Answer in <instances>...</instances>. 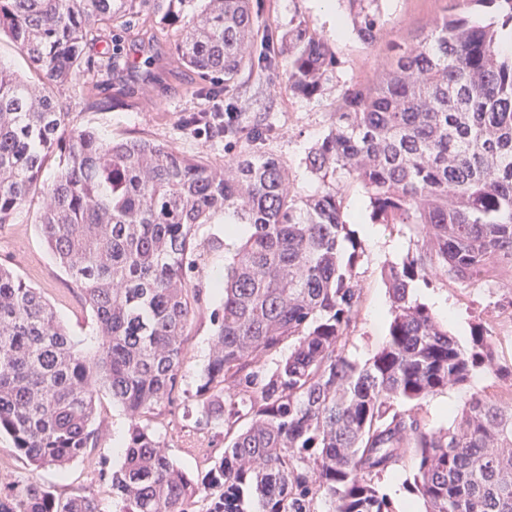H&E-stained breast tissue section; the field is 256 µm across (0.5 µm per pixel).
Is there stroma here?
Wrapping results in <instances>:
<instances>
[{
  "mask_svg": "<svg viewBox=\"0 0 512 512\" xmlns=\"http://www.w3.org/2000/svg\"><path fill=\"white\" fill-rule=\"evenodd\" d=\"M453 0H381L386 27L385 41L369 45L353 32L337 37L319 0H260L259 15L264 25L278 33L287 32L303 20L319 31L336 56L334 80L321 94L301 99L287 89L282 70H243L233 91V104L241 114L236 135L216 139L199 134L183 135V113L206 108L210 100L196 74L187 70L170 50V38L158 33L148 38L127 34L122 47L135 60L151 56L156 61V79H141L139 71L113 73L107 68L112 54L109 39L102 38L91 48L99 69L76 78L55 90L56 95L73 107L77 124L95 130L105 138L144 137L170 144L179 152L223 166L225 159L250 147L251 133L262 127L265 136L261 151L274 154L286 169L294 192L309 195L316 191L317 180L307 173L304 159L308 149L328 131L330 117L345 84L364 85L376 76L388 54L389 43L414 41L423 30L450 9ZM95 95L103 101L99 110H88L84 99ZM40 199L27 203L14 223L0 226V266L12 269L28 285L36 288L55 308L70 336L85 352L96 347V324L85 300V293L57 263L44 243L33 215ZM375 238H363L364 257L357 267L361 302L357 320L351 328L347 355L365 362L384 345L390 321V301L381 268L387 262H402L414 251L416 238L404 225H377ZM229 255L224 250H207L202 262L207 272L201 291L202 307L191 317L185 345L181 377L175 390V404H161L143 419L160 437L166 453L190 474L206 469L224 449V430L199 425L193 394L199 374L214 345L212 313L220 308L211 279L223 275ZM413 300L436 308L448 304L450 315L437 320L461 345H468L474 326L494 322L512 310V293L505 282L493 287L479 284H439L426 286L416 282ZM130 419L109 395H100L93 427L96 445L65 467L37 468L21 458L7 434H0V489L17 479L52 487L66 498L84 495L94 498L101 512H118L112 500L110 475L121 465L120 448L128 435Z\"/></svg>",
  "mask_w": 512,
  "mask_h": 512,
  "instance_id": "35a3bbf8",
  "label": "stroma"
}]
</instances>
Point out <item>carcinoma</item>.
Here are the masks:
<instances>
[{
    "label": "carcinoma",
    "mask_w": 512,
    "mask_h": 512,
    "mask_svg": "<svg viewBox=\"0 0 512 512\" xmlns=\"http://www.w3.org/2000/svg\"><path fill=\"white\" fill-rule=\"evenodd\" d=\"M347 2L357 36L382 39L380 0ZM478 9L488 22L472 20ZM254 15L253 0H0V36L32 69L0 66V225L44 199L34 223L97 326L88 355L41 293L0 266V432L30 463L64 466L95 445L96 398L108 394L132 418L112 473L118 512H394L380 480L408 457L425 512H512V369L498 391L470 392L448 427L431 426L429 398L503 366L489 326L463 346L410 297L416 280L477 283L512 267V53L499 47L512 0H456L391 46L381 76L343 93L309 149L319 187L306 197L278 158L252 148L221 175L167 143L103 139L50 87L93 71L89 45L141 19L144 33L172 32L184 67L224 75L225 96L246 67H280L292 95L320 94L337 66L324 36L300 20L253 55ZM180 127L236 133L222 112H186ZM344 177L364 188L372 223L417 237L403 262L383 265L392 319L363 364L345 352L363 250L344 220ZM218 217L246 234L197 242ZM221 247L232 255L196 397L199 422L224 427V451L191 476L137 419L178 383L201 256ZM285 343L274 370L255 360ZM0 512L100 509L19 480L0 492Z\"/></svg>",
    "instance_id": "cac0c4a2"
}]
</instances>
